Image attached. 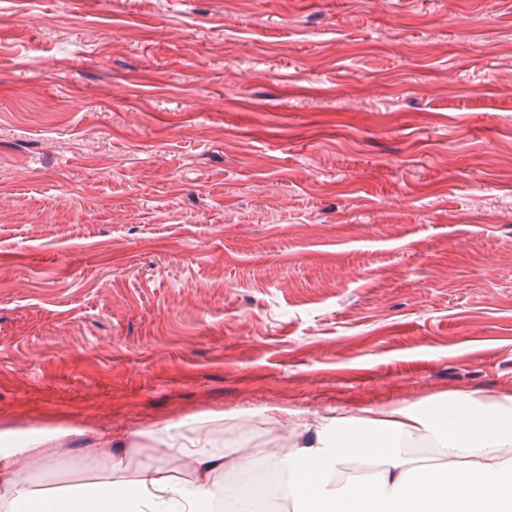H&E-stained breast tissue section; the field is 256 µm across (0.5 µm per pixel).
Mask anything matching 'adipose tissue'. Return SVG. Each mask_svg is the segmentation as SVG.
Returning <instances> with one entry per match:
<instances>
[{
    "label": "adipose tissue",
    "mask_w": 512,
    "mask_h": 512,
    "mask_svg": "<svg viewBox=\"0 0 512 512\" xmlns=\"http://www.w3.org/2000/svg\"><path fill=\"white\" fill-rule=\"evenodd\" d=\"M427 442L430 457L412 451ZM512 405L456 394L431 411L412 406L324 419L301 449L273 457L283 474L275 491L244 471L242 486L209 482L224 464L217 448L171 441L168 451L190 461L200 480L184 483L145 465L125 476L122 456L106 454V477L65 489L32 485L26 472L47 470L53 451L39 439L0 433V512H512Z\"/></svg>",
    "instance_id": "ef3b65f1"
}]
</instances>
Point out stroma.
<instances>
[{"mask_svg": "<svg viewBox=\"0 0 512 512\" xmlns=\"http://www.w3.org/2000/svg\"><path fill=\"white\" fill-rule=\"evenodd\" d=\"M512 401V0H0V431L233 483L330 414Z\"/></svg>", "mask_w": 512, "mask_h": 512, "instance_id": "stroma-1", "label": "stroma"}]
</instances>
